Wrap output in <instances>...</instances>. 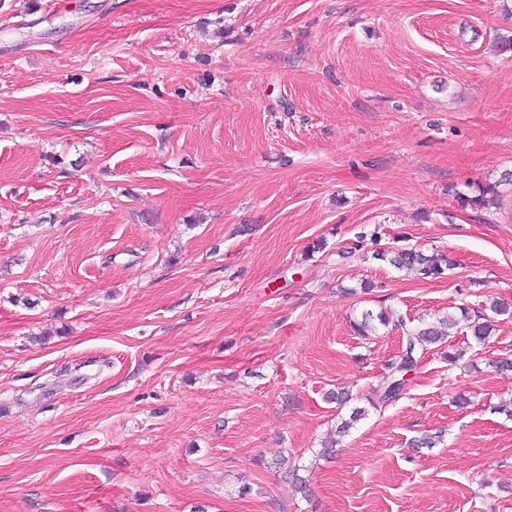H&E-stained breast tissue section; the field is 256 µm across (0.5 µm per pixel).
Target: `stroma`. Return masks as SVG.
<instances>
[{
    "instance_id": "obj_1",
    "label": "stroma",
    "mask_w": 512,
    "mask_h": 512,
    "mask_svg": "<svg viewBox=\"0 0 512 512\" xmlns=\"http://www.w3.org/2000/svg\"><path fill=\"white\" fill-rule=\"evenodd\" d=\"M508 39L512 0H0V512H512V312L319 455L398 355L362 308L512 304ZM499 187V183L485 184L483 186H477L478 194L474 196H469L465 194H459L457 197V201L459 207L463 210L470 209L478 211L481 208H484L488 200V195L490 198L500 196L496 188ZM366 235L356 236L354 251H363V257H370L375 261L387 263L394 269L414 275L422 281H431L442 278L446 271L456 268L455 261L444 250H433L425 253L413 246L376 248L365 252L364 242Z\"/></svg>"
}]
</instances>
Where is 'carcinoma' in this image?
<instances>
[{
    "instance_id": "carcinoma-1",
    "label": "carcinoma",
    "mask_w": 512,
    "mask_h": 512,
    "mask_svg": "<svg viewBox=\"0 0 512 512\" xmlns=\"http://www.w3.org/2000/svg\"><path fill=\"white\" fill-rule=\"evenodd\" d=\"M499 184H485L477 187L478 194L469 196L460 194L457 197L459 207L463 210H479L488 202V197H497ZM371 258L375 261L387 263L394 269L414 275L422 281L436 280L446 271L456 268L455 261L443 250H434L425 253L413 246L376 248L371 250ZM461 317L449 315L433 323H421L416 326H408L404 317L390 309L374 311L364 308L359 316L353 320L352 328L359 336H375L381 327L392 326L402 330V343L404 355L389 360L385 366L382 380L372 396L367 399L371 407L391 402L397 399V395L404 391L407 379L404 375L413 371L418 362L431 345L442 344L448 340V336L458 332L460 321L468 323L474 338L480 342H486L495 331L494 318L486 315L481 310H471L464 306L460 308ZM368 409L365 407L353 408L350 418L339 423L330 431L329 437L322 444L321 456L329 457L336 451V446L341 438L348 435L350 429L358 421L366 418ZM288 460L281 458L275 462V467L283 470L284 478L291 481L295 490L304 492L306 480L298 475V468L283 469Z\"/></svg>"
}]
</instances>
